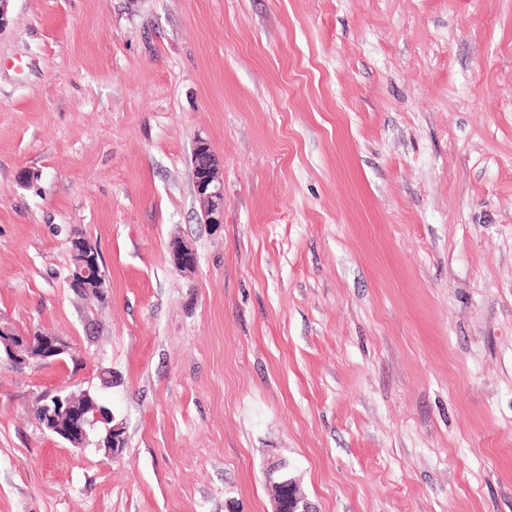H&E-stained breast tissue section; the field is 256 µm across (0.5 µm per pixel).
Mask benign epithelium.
Segmentation results:
<instances>
[{"mask_svg": "<svg viewBox=\"0 0 512 512\" xmlns=\"http://www.w3.org/2000/svg\"><path fill=\"white\" fill-rule=\"evenodd\" d=\"M193 183L203 204L204 223H224V183L219 177V160L206 141L200 140L194 147ZM85 250L82 243L72 248L76 256V269L70 274L69 280L71 287L77 290L105 279L102 266L89 259ZM171 255L175 265L184 272H190L197 266L195 250L184 242L172 243ZM0 335L12 338L4 348L17 365L57 362L65 352L59 340L46 338L42 332L9 323L0 324ZM38 409L44 428L76 447L88 443L92 432L101 424L104 425L105 442L118 448L123 441L121 430L110 425L108 409L93 400L81 406L72 400L71 395L56 391L41 396ZM267 474L271 477L272 512H314L313 504L303 494L295 490L285 491L291 481L285 462L279 460L271 463Z\"/></svg>", "mask_w": 512, "mask_h": 512, "instance_id": "1", "label": "benign epithelium"}]
</instances>
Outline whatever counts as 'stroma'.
I'll list each match as a JSON object with an SVG mask.
<instances>
[{
    "instance_id": "35a3bbf8",
    "label": "stroma",
    "mask_w": 512,
    "mask_h": 512,
    "mask_svg": "<svg viewBox=\"0 0 512 512\" xmlns=\"http://www.w3.org/2000/svg\"><path fill=\"white\" fill-rule=\"evenodd\" d=\"M0 321L66 346L0 354V512H272L275 459L316 512H512V0H12ZM219 160L206 141H197L193 151V183L203 204L206 224L224 222V183L219 177ZM79 249L75 246L72 247L73 254L76 258V269L74 273L70 274L69 280L72 288L76 290H82L83 288H88L84 290L85 296H94L100 299L104 298L105 282L100 283L98 285H92L91 283H99L100 281L105 279V271L102 266L95 260H90V256L94 254L87 255L85 253L86 249L89 247H85L83 243L78 244ZM90 287V288H89ZM171 255L175 265L182 271L190 272L197 266L195 250L184 242H174L171 245ZM38 409L44 428L76 447H82L99 424L104 425V442L112 448H120L122 432L115 426H109L110 413L105 406L98 405L90 398V404L80 406L70 394L61 391L49 392L40 397ZM91 413V415H90Z\"/></svg>"
}]
</instances>
